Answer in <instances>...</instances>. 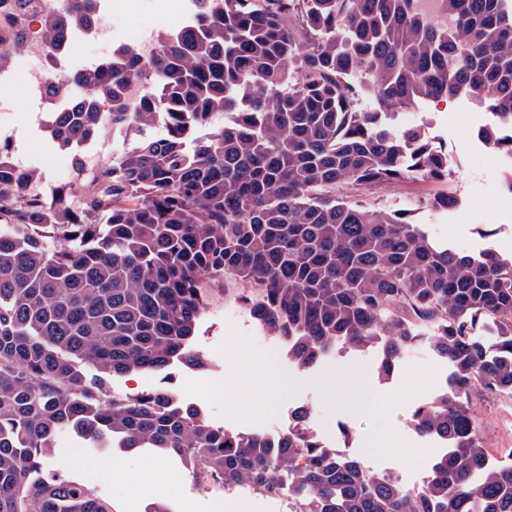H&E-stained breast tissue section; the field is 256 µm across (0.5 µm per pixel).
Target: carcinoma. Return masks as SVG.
Masks as SVG:
<instances>
[{
	"label": "carcinoma",
	"mask_w": 512,
	"mask_h": 512,
	"mask_svg": "<svg viewBox=\"0 0 512 512\" xmlns=\"http://www.w3.org/2000/svg\"><path fill=\"white\" fill-rule=\"evenodd\" d=\"M154 54L124 47L68 78L75 112L49 126L64 150L112 129L124 149L77 169L83 192L27 193L0 146V512H112L43 470L58 434L96 448H153L213 483L284 491L297 512H512V464L493 467L471 394H512V257L463 255L412 220L448 212L436 194L400 210L359 200L405 181H448V150L397 110L468 96L512 127V0H199ZM86 19L85 0L44 30ZM352 69L366 81L353 84ZM375 104L364 110L360 100ZM224 116V125L212 127ZM163 124L165 134L153 129ZM261 290L255 320L310 370L340 349L380 346L389 376L418 336L451 365L449 390L412 412L448 441L405 490L298 427L240 438L165 390L132 399L108 379L203 367L195 333L205 280ZM492 319L491 333H472Z\"/></svg>",
	"instance_id": "cac0c4a2"
}]
</instances>
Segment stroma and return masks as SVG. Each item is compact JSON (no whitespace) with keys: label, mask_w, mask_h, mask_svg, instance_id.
Instances as JSON below:
<instances>
[{"label":"stroma","mask_w":512,"mask_h":512,"mask_svg":"<svg viewBox=\"0 0 512 512\" xmlns=\"http://www.w3.org/2000/svg\"><path fill=\"white\" fill-rule=\"evenodd\" d=\"M136 12L116 17L112 39L134 45L141 27L169 31L173 15L162 14L156 0H138ZM12 108L0 111V135L10 138L13 155L36 169L45 190L65 186L78 189L73 154L60 150L43 127V115L26 100L22 84L0 91ZM488 111L465 97H448L409 107L398 116L399 127L427 128L445 146L451 174L444 183H401L368 196L385 210L401 209L414 200L438 192L458 196L462 204L438 214L416 211L414 220L430 235L459 252L472 254L490 246L512 254V205L499 195L507 175L495 166L494 148L479 144L476 134L491 123ZM206 308L196 331V348L206 358L205 370L172 369L170 374L127 375L111 380L109 390L121 397H136L166 389L183 402L201 409L209 421L231 431H263L290 411L308 409L323 428L326 442L337 450L360 457L375 470L394 467L406 473L431 468L443 451L434 439L420 435L411 423L412 411L446 387L451 368L426 342L408 346L389 378H381V350L373 346L337 353L312 370L299 371L274 344L264 342V331L224 314V285H208ZM244 352L267 360L260 376L247 375L236 359ZM488 458L496 465L512 463V396L478 392L471 398ZM52 469L70 481L91 488L106 500L112 512H150L162 505L170 512H216L217 497L197 487L190 470L180 461L141 451L95 448L60 434L50 459ZM152 466V489L139 493L133 473ZM232 506V499L222 501Z\"/></svg>","instance_id":"obj_1"}]
</instances>
